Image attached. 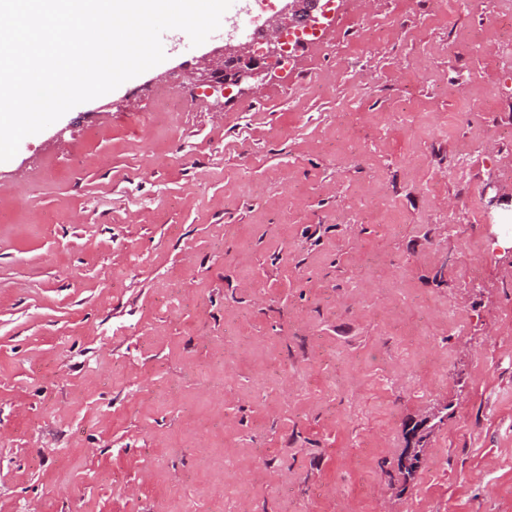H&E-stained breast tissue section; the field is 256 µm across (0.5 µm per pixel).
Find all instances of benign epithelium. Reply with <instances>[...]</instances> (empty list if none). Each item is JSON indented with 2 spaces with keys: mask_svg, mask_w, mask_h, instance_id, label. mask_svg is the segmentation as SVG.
<instances>
[{
  "mask_svg": "<svg viewBox=\"0 0 512 512\" xmlns=\"http://www.w3.org/2000/svg\"><path fill=\"white\" fill-rule=\"evenodd\" d=\"M281 6L261 20V37L248 40L229 36L224 44L200 56L191 78L197 88L215 97V106L232 87L238 93H257L277 67L288 64V36L320 26V0H280Z\"/></svg>",
  "mask_w": 512,
  "mask_h": 512,
  "instance_id": "1",
  "label": "benign epithelium"
}]
</instances>
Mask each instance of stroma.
Listing matches in <instances>:
<instances>
[{
    "mask_svg": "<svg viewBox=\"0 0 512 512\" xmlns=\"http://www.w3.org/2000/svg\"><path fill=\"white\" fill-rule=\"evenodd\" d=\"M339 9L348 70L307 43L219 111L189 80L213 41L172 36L0 162V512H512L506 29Z\"/></svg>",
    "mask_w": 512,
    "mask_h": 512,
    "instance_id": "obj_1",
    "label": "stroma"
}]
</instances>
